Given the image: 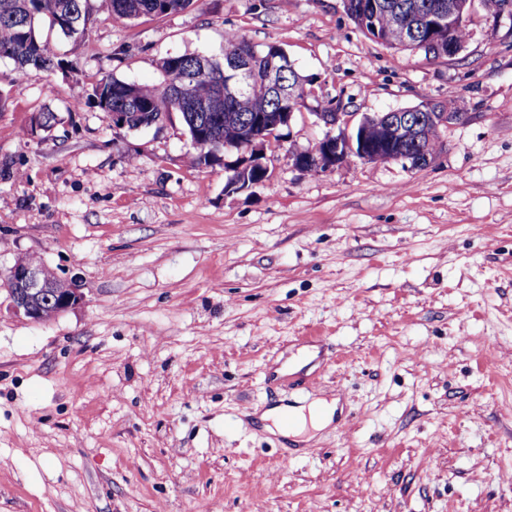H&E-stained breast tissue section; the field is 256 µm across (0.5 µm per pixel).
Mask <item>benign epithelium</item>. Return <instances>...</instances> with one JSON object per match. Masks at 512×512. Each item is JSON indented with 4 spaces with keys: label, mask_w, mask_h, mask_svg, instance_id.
<instances>
[{
    "label": "benign epithelium",
    "mask_w": 512,
    "mask_h": 512,
    "mask_svg": "<svg viewBox=\"0 0 512 512\" xmlns=\"http://www.w3.org/2000/svg\"><path fill=\"white\" fill-rule=\"evenodd\" d=\"M473 8L471 0H448L439 5L435 14V23L430 25V30L424 41H419V31L416 24L403 19H397L393 28L397 30L400 40L405 45H421L430 50H441L447 46L448 56L454 57L462 51V46L445 42L442 33L453 28L464 14ZM420 112L418 122L410 126L388 117L383 113H365L356 126H351L349 120H341L339 112H319L318 119L329 128L324 138L315 149L303 151L296 155L288 156L292 166L305 171L311 165H317L329 171L347 157L353 155L363 161L370 162L373 159V150L369 147L367 132L374 129L376 146L387 148L393 154V160L411 169H423L433 163L431 156H421L404 148V142L414 136L422 135V131L431 128H448L461 121L464 114L450 108L440 111L432 102H425L413 107ZM112 126L118 129L141 130L148 127L157 130L164 127L166 120L158 119L149 124L132 126V113L111 112ZM294 112H281L275 118V135L254 136L250 141L239 148L240 163L235 166L239 176L235 182L240 184L248 179V172L253 167L269 170L267 163V150L280 144V140L274 136L280 135L279 128L291 126ZM3 286L8 294L9 307L18 316H23L33 322L47 320L43 312V300L51 296L56 302V312L64 311L81 300L78 289L67 282L52 284L43 279L40 270L36 266L15 264L0 276Z\"/></svg>",
    "instance_id": "1"
}]
</instances>
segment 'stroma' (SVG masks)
<instances>
[{"mask_svg":"<svg viewBox=\"0 0 512 512\" xmlns=\"http://www.w3.org/2000/svg\"><path fill=\"white\" fill-rule=\"evenodd\" d=\"M57 61L0 60V274L38 258L80 289L0 311V512H512V21L475 5L450 59L366 37L343 0H193L129 21L91 0ZM284 48L312 78L270 176L225 193L179 117L116 129L89 96L159 59ZM464 113L421 169L288 153L320 102ZM52 130L33 129L43 110ZM336 400L294 444L261 411Z\"/></svg>","mask_w":512,"mask_h":512,"instance_id":"stroma-1","label":"stroma"}]
</instances>
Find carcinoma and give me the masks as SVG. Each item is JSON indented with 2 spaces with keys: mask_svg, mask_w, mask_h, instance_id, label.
<instances>
[{
  "mask_svg": "<svg viewBox=\"0 0 512 512\" xmlns=\"http://www.w3.org/2000/svg\"><path fill=\"white\" fill-rule=\"evenodd\" d=\"M193 0H110L113 15L133 20L142 16H162L188 8ZM380 6L377 16L379 29L386 31L382 44L403 49L399 34L391 28L394 14H413V5H419L417 21L428 29L435 5L442 0H375ZM90 0H0V58L13 61L17 75L23 77L28 68L50 69L53 55L40 37L46 25L60 36L78 40L85 36L91 24ZM279 50L276 45L258 49L245 36L226 35L224 62L211 60L207 70H201L199 55L167 56L158 62L163 81L157 86H145L120 80L114 76L101 78L93 87V96L106 112H152L178 114L197 152L200 165L221 161L224 154L211 150L210 142L242 144L255 133L258 116L273 117L279 111L280 98L263 96L255 89L238 91L224 100V111L229 117L212 120L204 112H193L188 105L206 101L216 95L224 82L235 77L229 57H247L254 63L248 82L255 86L264 81L269 58ZM205 133L196 137L195 132Z\"/></svg>",
  "mask_w": 512,
  "mask_h": 512,
  "instance_id": "cac0c4a2",
  "label": "carcinoma"
}]
</instances>
